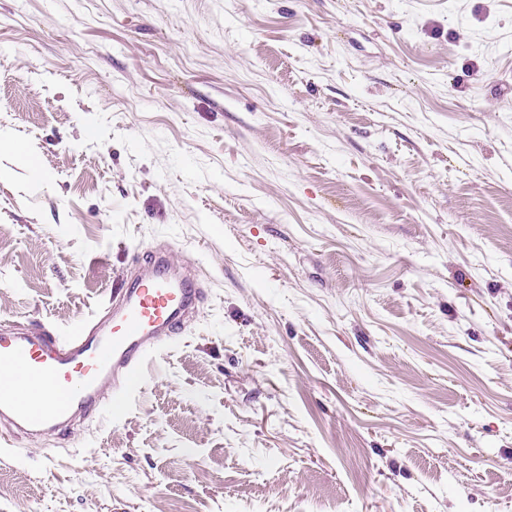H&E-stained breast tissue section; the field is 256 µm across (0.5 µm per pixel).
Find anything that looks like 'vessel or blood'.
<instances>
[{"instance_id":"1","label":"vessel or blood","mask_w":512,"mask_h":512,"mask_svg":"<svg viewBox=\"0 0 512 512\" xmlns=\"http://www.w3.org/2000/svg\"><path fill=\"white\" fill-rule=\"evenodd\" d=\"M202 292L165 249L136 256L130 275L92 319L62 332L0 327V363L18 371L0 381V425L34 435L101 414L105 389L134 386L144 362L190 322Z\"/></svg>"}]
</instances>
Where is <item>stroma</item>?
I'll return each mask as SVG.
<instances>
[{"label": "stroma", "mask_w": 512, "mask_h": 512, "mask_svg": "<svg viewBox=\"0 0 512 512\" xmlns=\"http://www.w3.org/2000/svg\"><path fill=\"white\" fill-rule=\"evenodd\" d=\"M1 140L0 322L206 298L0 512H512V0H0Z\"/></svg>", "instance_id": "35a3bbf8"}]
</instances>
